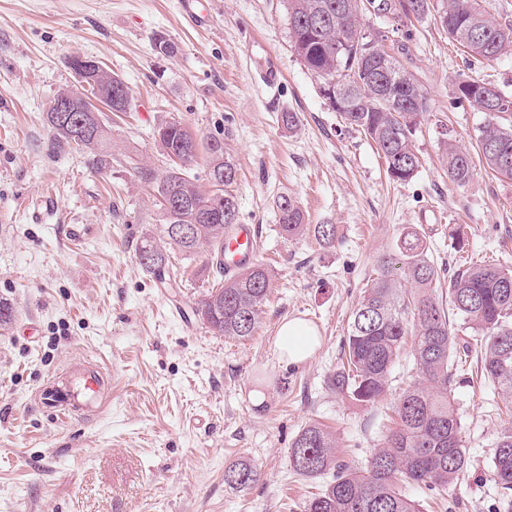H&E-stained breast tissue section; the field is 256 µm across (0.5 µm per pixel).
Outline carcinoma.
Here are the masks:
<instances>
[{
	"label": "carcinoma",
	"instance_id": "1",
	"mask_svg": "<svg viewBox=\"0 0 512 512\" xmlns=\"http://www.w3.org/2000/svg\"><path fill=\"white\" fill-rule=\"evenodd\" d=\"M485 0H440L441 25L448 37L478 61L493 62L512 51V23L500 21L484 6ZM290 48L320 85L332 84L345 96L343 123L370 137L383 155L392 180L408 182L419 168L413 137L430 110L429 98L414 75L398 59L381 50L379 40L365 33L361 18L364 0H283ZM404 14L418 19L435 9L434 0H406ZM362 34L354 43L353 33ZM67 66L77 86L68 91L75 104L91 99L112 102V111L127 110L129 99L109 100L114 85L124 81L107 70L79 71L73 59ZM487 83L462 80L453 95L457 104L483 112L493 108L500 123L482 127L478 156L497 175L512 179V95L497 91L494 104L483 92ZM84 112H47L56 140L81 148L93 167L105 170L111 129L102 121L83 131ZM156 151L169 161L162 173L144 171L157 192L164 224L147 234L137 255L147 251L153 260L142 266L157 279H166L168 250L193 254L215 251L224 234L239 223L232 186L237 167L224 152V138L206 143L209 176L221 172L224 182L200 191L187 178L186 166L198 155L196 139L178 121L158 125ZM448 179L466 184L473 172L470 150L453 142L445 148ZM279 231L290 240L313 232L324 247L336 242V225L306 224L299 204L288 196L276 203ZM178 224L193 226L190 238L170 232ZM448 291L438 292L442 280ZM271 288V273L261 264L245 267L202 298L195 311L217 312L207 322L216 334L242 341L252 336ZM413 337L411 356L417 379L400 388L395 413L397 427L386 436L366 466L356 467L336 455V437L318 422L308 424L289 448V461L301 475L330 476L304 512H420V504L403 486L414 484L431 491L456 485L470 469L461 439V418L455 407L456 358L477 353L476 373L504 399H512V268L473 263L449 274L429 255L424 234L413 226L398 238L395 251L377 259L375 277L368 280L348 323L347 336L332 385L336 393L363 405L375 403L390 385L396 360L407 337ZM502 499L512 509V429L498 437L490 464ZM261 477L258 465L238 462L224 470V483L245 490Z\"/></svg>",
	"mask_w": 512,
	"mask_h": 512
}]
</instances>
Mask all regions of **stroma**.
Masks as SVG:
<instances>
[{
	"label": "stroma",
	"instance_id": "stroma-1",
	"mask_svg": "<svg viewBox=\"0 0 512 512\" xmlns=\"http://www.w3.org/2000/svg\"><path fill=\"white\" fill-rule=\"evenodd\" d=\"M198 25L181 0H0V512H304L322 480L291 466L294 437L310 422L333 427L338 456L362 466L383 443L396 393L362 406L329 386L349 317L378 257L405 227L421 226L432 256L451 269L475 262L512 267V180L475 159L468 183L449 182L444 143L475 148L490 116L451 107L456 83H491L512 93V53L470 63L436 15L398 29L367 16L363 28L413 73L431 109L414 137L422 165L393 181L362 132L346 127L288 43L279 0H199ZM178 47L153 48L155 34ZM274 53L283 71L269 88L242 53ZM99 61L130 89L124 112H102L112 129V165L95 171L86 155L57 146L46 124L56 95L75 84L70 56ZM285 112L300 123L287 129ZM180 121L205 144L223 137L238 169L241 223L260 229L256 262L272 288L253 335H214L194 315L220 278L210 255L170 257L159 283L136 255L162 222L141 168L164 171L152 131ZM309 223L337 227L334 248L313 234L288 240L279 196ZM463 229L464 248L452 233ZM312 324L321 339L305 363L278 354L283 319ZM35 324L26 337L22 327ZM463 356L455 391L465 479L441 497L407 486L424 512H503L489 468L498 435L512 427L485 382H470ZM73 363L111 376L102 411L62 421L34 402ZM253 462L261 477L238 491L226 467Z\"/></svg>",
	"mask_w": 512,
	"mask_h": 512
}]
</instances>
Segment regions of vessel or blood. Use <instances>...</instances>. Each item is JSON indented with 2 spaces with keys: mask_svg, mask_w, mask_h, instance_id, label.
Segmentation results:
<instances>
[{
  "mask_svg": "<svg viewBox=\"0 0 512 512\" xmlns=\"http://www.w3.org/2000/svg\"><path fill=\"white\" fill-rule=\"evenodd\" d=\"M257 247L256 227L240 224L224 238V251L231 254V262L225 263V273H232L237 263L252 260ZM106 378L101 371L77 370L65 380L51 382L38 395L39 406L57 418L67 420L82 407H98L104 400Z\"/></svg>",
  "mask_w": 512,
  "mask_h": 512,
  "instance_id": "b4317fda",
  "label": "vessel or blood"
}]
</instances>
